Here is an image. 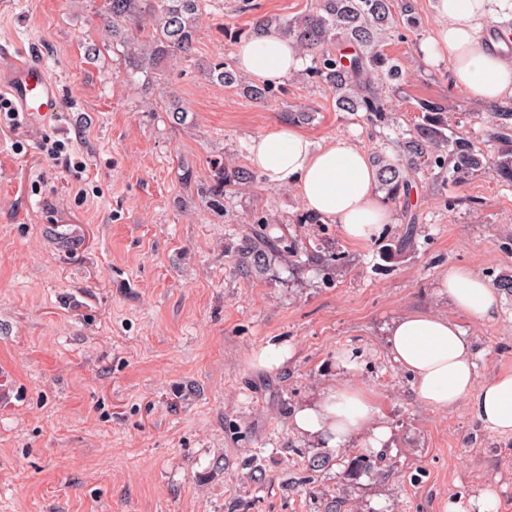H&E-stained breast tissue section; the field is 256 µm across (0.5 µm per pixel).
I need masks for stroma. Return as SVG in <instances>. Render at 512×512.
<instances>
[{"label": "stroma", "instance_id": "stroma-1", "mask_svg": "<svg viewBox=\"0 0 512 512\" xmlns=\"http://www.w3.org/2000/svg\"><path fill=\"white\" fill-rule=\"evenodd\" d=\"M313 2L208 0L191 57L145 86L102 40L103 0H0V70L24 58L61 90L47 125L0 113V512H448L486 492L512 512V437L483 427L475 399L419 403L387 348L395 319L430 311L466 330L478 383L512 371V185L421 167L410 202L355 245L338 225L296 223L297 195L265 178L220 214L179 178L184 163L201 180L217 159L248 167L252 138L298 106L312 142L347 136L372 156L408 128L411 100L449 98L495 149L483 106L452 89L447 62L423 57L429 0H411L419 26L387 43L410 82L383 126L337 111L299 72L263 105L200 71L234 62L235 33ZM54 140L66 155H47ZM257 216L294 251L243 264ZM452 265L496 288L492 319L449 306L438 281ZM271 345L289 356L268 368L258 355ZM342 379L375 398L391 432L381 451L293 428L294 411Z\"/></svg>", "mask_w": 512, "mask_h": 512}]
</instances>
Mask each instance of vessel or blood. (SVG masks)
<instances>
[{
    "mask_svg": "<svg viewBox=\"0 0 512 512\" xmlns=\"http://www.w3.org/2000/svg\"><path fill=\"white\" fill-rule=\"evenodd\" d=\"M6 79L19 111L30 124L41 125L53 119L59 109L58 88L42 67L17 62L8 69Z\"/></svg>",
    "mask_w": 512,
    "mask_h": 512,
    "instance_id": "b4317fda",
    "label": "vessel or blood"
}]
</instances>
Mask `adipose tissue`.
Instances as JSON below:
<instances>
[{
	"label": "adipose tissue",
	"mask_w": 512,
	"mask_h": 512,
	"mask_svg": "<svg viewBox=\"0 0 512 512\" xmlns=\"http://www.w3.org/2000/svg\"><path fill=\"white\" fill-rule=\"evenodd\" d=\"M432 7L436 24L425 48L428 59L447 60L454 87L474 101L512 99V48L485 45L491 31L512 34V0H433ZM303 63L292 43L272 33L243 41L236 50L237 69L259 83H282ZM249 160L269 184L293 188L306 210L338 224L352 243L370 242L390 220L376 190L377 170L350 138L336 136L316 145L293 126L279 123L252 139ZM440 285L461 314L484 318L497 309V291L472 268L449 267ZM388 349L412 376L420 403L448 410L475 397L484 426L512 435V372L477 385L472 342L453 319L420 311L401 316L389 331ZM292 423L331 448L357 439L375 451L390 439L369 394L346 380L297 410Z\"/></svg>",
	"instance_id": "1"
}]
</instances>
